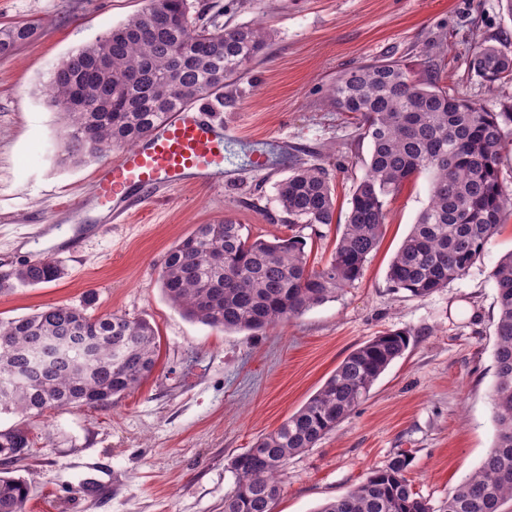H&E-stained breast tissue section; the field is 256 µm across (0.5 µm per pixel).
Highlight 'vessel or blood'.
<instances>
[{"mask_svg": "<svg viewBox=\"0 0 512 512\" xmlns=\"http://www.w3.org/2000/svg\"><path fill=\"white\" fill-rule=\"evenodd\" d=\"M236 134L232 124L210 119L201 107L182 108L101 169L93 200L118 217L149 207L165 190L222 184L229 173L226 144Z\"/></svg>", "mask_w": 512, "mask_h": 512, "instance_id": "obj_1", "label": "vessel or blood"}]
</instances>
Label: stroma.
Listing matches in <instances>:
<instances>
[{
    "instance_id": "stroma-1",
    "label": "stroma",
    "mask_w": 512,
    "mask_h": 512,
    "mask_svg": "<svg viewBox=\"0 0 512 512\" xmlns=\"http://www.w3.org/2000/svg\"><path fill=\"white\" fill-rule=\"evenodd\" d=\"M231 26L262 21L264 60L224 90L220 120L236 124L227 149L233 175L217 187L188 185L111 224L102 209L72 212L95 189L108 156L65 160V128L46 94L60 62L138 13L144 0H0V27L34 23L33 38L0 57V269L61 259L64 278L0 293V319L49 304L149 321L161 336L157 365L109 406L31 418V448L14 463L31 483L25 512H224L235 487L232 459L282 424L355 348L388 329L410 345L335 431L292 457L275 512H315L382 467L411 454L407 477L432 505L480 466L494 443L489 393L495 374L497 289L491 271L512 251V219L461 279L424 298L395 291L391 259L428 203L429 181L411 179L389 201L384 235L362 277L335 300L256 333L227 332L185 317L164 295V254L197 225L227 218L252 236L287 235L276 184L291 165H324L333 180L335 223L304 229L324 263L345 224L370 147L336 111L329 86L354 65L392 57L413 71L444 53L442 84L494 112H512L471 73L468 49L512 47L504 0H192ZM268 143L273 165L254 171L250 153ZM76 248L60 252L63 238Z\"/></svg>"
}]
</instances>
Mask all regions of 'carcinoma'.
<instances>
[{
  "label": "carcinoma",
  "instance_id": "cac0c4a2",
  "mask_svg": "<svg viewBox=\"0 0 512 512\" xmlns=\"http://www.w3.org/2000/svg\"><path fill=\"white\" fill-rule=\"evenodd\" d=\"M35 27L0 28V56L30 40ZM270 33L260 22L226 29L218 16L194 11L190 0H146L144 8L95 42L68 56L48 86L66 123V159L79 162L129 150L183 107L204 103L224 111V85L263 60ZM443 55L425 59L417 75L400 60L360 63L330 87L336 111L358 121L370 142L365 176L354 186L347 222L327 262L310 265L301 232L331 225L334 188L320 164L300 163L277 186L286 237H254L225 219L200 224L164 255L159 280L184 316L225 331H259L301 316L350 288L383 236L387 204L405 182L431 176L429 202L394 255L388 280L396 291L424 298L464 276L512 215V190L500 158L512 135L511 112H491L440 85ZM469 69L487 86L512 85V55L475 44ZM100 107L89 109L77 100ZM54 258L0 271V292L57 281ZM491 277L497 288L490 392L494 446L479 469L448 492L438 508L415 493L406 473L411 457L398 453L343 496L316 512H504L512 502V252ZM94 301L52 304L0 321V414L108 406L154 370L159 336L150 322L88 313ZM410 332L389 330L354 349L321 388L275 430L231 462L236 476L224 512H274L279 474L291 456L312 448L354 411L409 346ZM30 447L29 429H0V512H25L29 484L9 471Z\"/></svg>",
  "mask_w": 512,
  "mask_h": 512
}]
</instances>
